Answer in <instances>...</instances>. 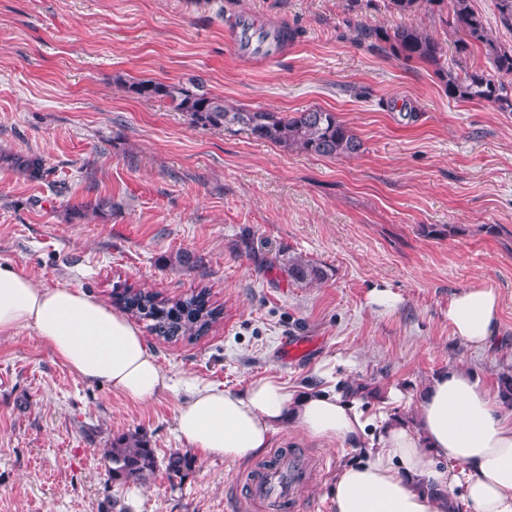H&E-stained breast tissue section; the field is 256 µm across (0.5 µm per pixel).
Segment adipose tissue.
I'll return each instance as SVG.
<instances>
[{
    "label": "adipose tissue",
    "instance_id": "adipose-tissue-1",
    "mask_svg": "<svg viewBox=\"0 0 512 512\" xmlns=\"http://www.w3.org/2000/svg\"><path fill=\"white\" fill-rule=\"evenodd\" d=\"M455 336L486 349L499 323L493 288L472 287L448 300ZM35 330L81 379L108 384L145 402L169 382L134 325L80 289L43 288L0 265V336ZM176 431L188 447L229 461L259 454L285 421L305 435L366 458L343 464L333 481V512H512V411L472 372L435 376L412 420L365 416L358 401L325 389L303 394L274 379L233 392L197 381Z\"/></svg>",
    "mask_w": 512,
    "mask_h": 512
}]
</instances>
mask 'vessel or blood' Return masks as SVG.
<instances>
[{"mask_svg":"<svg viewBox=\"0 0 512 512\" xmlns=\"http://www.w3.org/2000/svg\"><path fill=\"white\" fill-rule=\"evenodd\" d=\"M227 40L244 56L261 55L273 59L279 55L274 42L257 35L246 15L228 27ZM314 470V463L299 454L288 451L273 453L252 478L248 487L249 500L254 504L275 500L281 507H288L295 500L296 488L308 483Z\"/></svg>","mask_w":512,"mask_h":512,"instance_id":"1","label":"vessel or blood"}]
</instances>
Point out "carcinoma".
Returning <instances> with one entry per match:
<instances>
[{
	"instance_id": "cac0c4a2",
	"label": "carcinoma",
	"mask_w": 512,
	"mask_h": 512,
	"mask_svg": "<svg viewBox=\"0 0 512 512\" xmlns=\"http://www.w3.org/2000/svg\"><path fill=\"white\" fill-rule=\"evenodd\" d=\"M382 5L401 16L423 14L437 20L453 40L455 56L448 57L446 40L423 23L385 28L358 21L352 28L354 43L385 53L408 66L432 68L452 99L479 100L499 112H512V45L493 37L485 18L472 8L470 0H382ZM496 7L500 27L512 33V0H496ZM475 47L485 51L495 75L470 64ZM125 90L136 98L169 105L172 110L184 113L193 126H237L256 140L287 150L338 158L351 157L362 148L361 140L349 126L339 121L335 113L321 108L288 115L237 107L213 94L200 79L188 87L143 79L126 84ZM284 267L289 277L305 285L324 278L321 267L300 257L288 258ZM123 302L137 317L149 321L154 335L166 341L201 336L219 315L208 305L203 290L179 299L139 290L124 297ZM497 389L499 398L512 407V372L498 377ZM107 455L112 463V476L124 480L143 481L157 468L154 450L136 432L112 442ZM192 466L193 459L185 454L173 453L166 460V470L172 478L184 476Z\"/></svg>"
}]
</instances>
